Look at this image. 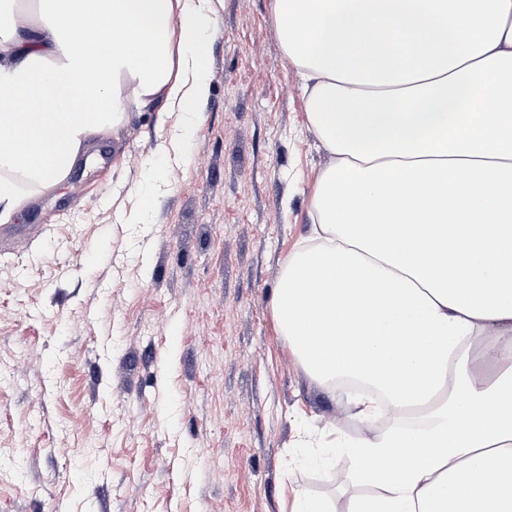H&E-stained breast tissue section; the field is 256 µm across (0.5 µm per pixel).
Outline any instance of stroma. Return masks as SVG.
<instances>
[{
  "label": "stroma",
  "mask_w": 512,
  "mask_h": 512,
  "mask_svg": "<svg viewBox=\"0 0 512 512\" xmlns=\"http://www.w3.org/2000/svg\"><path fill=\"white\" fill-rule=\"evenodd\" d=\"M215 5L181 159L141 113L0 234V512H289L295 489L355 490L347 458L293 461L309 431L363 428L269 306L326 153L273 0Z\"/></svg>",
  "instance_id": "obj_1"
}]
</instances>
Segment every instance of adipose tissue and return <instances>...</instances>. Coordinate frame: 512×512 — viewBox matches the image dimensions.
<instances>
[{
	"label": "adipose tissue",
	"instance_id": "1",
	"mask_svg": "<svg viewBox=\"0 0 512 512\" xmlns=\"http://www.w3.org/2000/svg\"><path fill=\"white\" fill-rule=\"evenodd\" d=\"M218 25L213 0L18 10L0 28V223L155 105L180 155ZM273 25L327 160L270 309L371 426L307 439L361 490L292 512H512V0H274Z\"/></svg>",
	"mask_w": 512,
	"mask_h": 512
}]
</instances>
